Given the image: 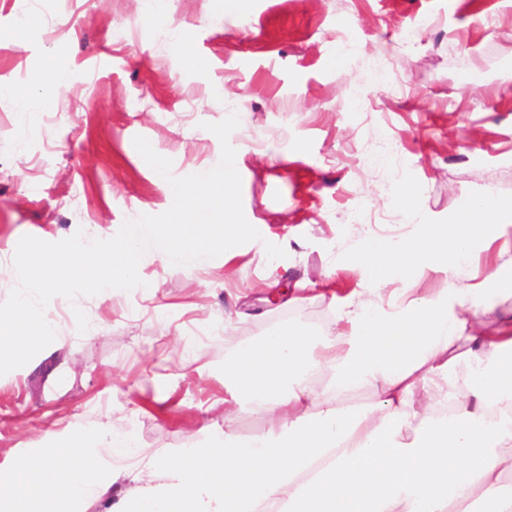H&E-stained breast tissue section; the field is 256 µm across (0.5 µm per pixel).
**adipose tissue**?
<instances>
[{
	"label": "adipose tissue",
	"mask_w": 512,
	"mask_h": 512,
	"mask_svg": "<svg viewBox=\"0 0 512 512\" xmlns=\"http://www.w3.org/2000/svg\"><path fill=\"white\" fill-rule=\"evenodd\" d=\"M479 214L512 232V198H464L448 223L368 243L366 296L332 332L284 325L227 356L225 412L265 415L268 433L155 455L112 512H512V259L470 283ZM425 269L446 288L390 300L381 271ZM323 370L329 398L310 383ZM362 389L376 402L349 405ZM52 441L14 456L0 512H78L110 495L134 446L105 424Z\"/></svg>",
	"instance_id": "adipose-tissue-1"
}]
</instances>
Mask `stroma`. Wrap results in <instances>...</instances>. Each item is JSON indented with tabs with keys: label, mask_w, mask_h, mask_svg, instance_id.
<instances>
[{
	"label": "stroma",
	"mask_w": 512,
	"mask_h": 512,
	"mask_svg": "<svg viewBox=\"0 0 512 512\" xmlns=\"http://www.w3.org/2000/svg\"><path fill=\"white\" fill-rule=\"evenodd\" d=\"M23 22L42 39H11ZM1 84L33 86L36 108L0 104V301L21 237L109 239L171 207L138 136L184 177L218 165L207 126L237 114L261 235L195 269L149 250L144 287L59 298L61 349L0 376L2 466L106 419L148 453L206 427L264 434L260 414L224 415L226 356L284 324L334 328L366 244L412 231L411 212L444 224L462 198H512V0H168L162 22L148 0H0ZM403 183L417 192L399 204Z\"/></svg>",
	"instance_id": "35a3bbf8"
}]
</instances>
